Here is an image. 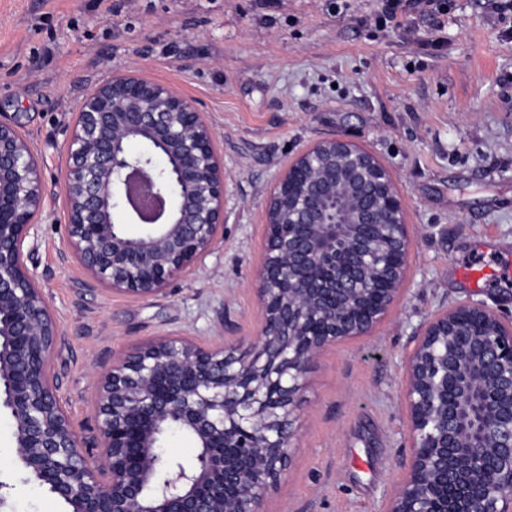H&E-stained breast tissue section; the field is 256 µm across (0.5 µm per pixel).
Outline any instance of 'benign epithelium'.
Returning <instances> with one entry per match:
<instances>
[{"label": "benign epithelium", "instance_id": "1", "mask_svg": "<svg viewBox=\"0 0 512 512\" xmlns=\"http://www.w3.org/2000/svg\"><path fill=\"white\" fill-rule=\"evenodd\" d=\"M132 140L150 151L130 153ZM215 141L164 83L122 74L87 90L67 143L62 258L143 299L199 269L224 240ZM44 210L39 160L20 124L0 119V408L19 466L71 512H261L311 366L371 335L403 292L409 235L392 171L336 136L280 165L254 276L257 336L243 350L177 334L131 346L98 383L89 439L61 404L59 327L27 265ZM131 223L143 232L129 235ZM405 374L410 452L384 512H512V319L476 302L438 311ZM172 427L198 448L186 463L162 451Z\"/></svg>", "mask_w": 512, "mask_h": 512}]
</instances>
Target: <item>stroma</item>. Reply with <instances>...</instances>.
I'll list each match as a JSON object with an SVG mask.
<instances>
[{
	"label": "stroma",
	"mask_w": 512,
	"mask_h": 512,
	"mask_svg": "<svg viewBox=\"0 0 512 512\" xmlns=\"http://www.w3.org/2000/svg\"><path fill=\"white\" fill-rule=\"evenodd\" d=\"M377 0H0V117L38 157L46 208L28 263L60 327V399L95 432L99 373L131 344L178 334L204 345L256 336L252 278L273 174L336 135L379 158L406 207V291L370 335L329 346L307 375L298 437L263 512H383L409 455L404 364L438 310L481 302L512 318V14L452 0L442 29L359 26ZM440 35L441 49L418 48ZM116 72L195 102L229 175L224 241L204 268L139 299L104 289L66 249L67 138L81 97ZM479 282L464 278L475 255ZM0 413V512H68L14 463Z\"/></svg>",
	"instance_id": "stroma-1"
}]
</instances>
